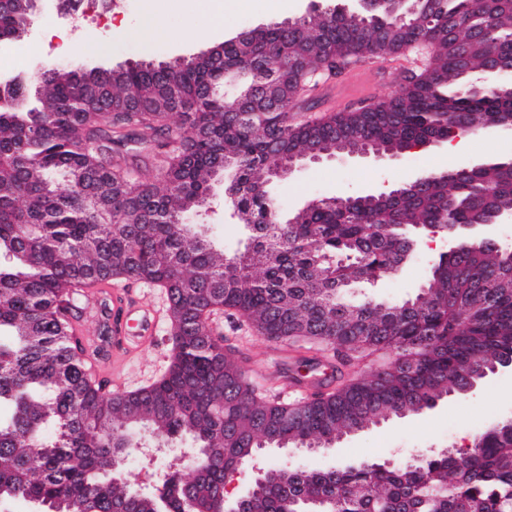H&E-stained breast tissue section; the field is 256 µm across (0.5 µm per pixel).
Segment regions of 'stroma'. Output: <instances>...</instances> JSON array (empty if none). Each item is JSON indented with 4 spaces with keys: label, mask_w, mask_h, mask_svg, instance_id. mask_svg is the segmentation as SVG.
<instances>
[{
    "label": "stroma",
    "mask_w": 512,
    "mask_h": 512,
    "mask_svg": "<svg viewBox=\"0 0 512 512\" xmlns=\"http://www.w3.org/2000/svg\"><path fill=\"white\" fill-rule=\"evenodd\" d=\"M155 7L165 34L133 38L148 7ZM214 0H85V20L72 25L62 19L58 0H41L37 18L29 32L5 48L10 60L0 66V75L30 73L62 63L117 66L128 62H169L216 45L212 33ZM323 0H225V38L257 26L288 19H300L322 9ZM78 35L89 48L86 54L61 51L62 31ZM427 52L374 56L351 61L332 76L320 75L303 98L297 122L333 115L363 102L381 100L399 88L400 77L426 64ZM512 159V134L482 131L468 135L467 147L447 158L444 146L423 147L390 159L338 158L293 171L287 178L269 183L267 190L282 212L296 211L310 200L324 197H357L385 192L408 179L436 173L448 167L469 165L476 159ZM203 221L207 236L223 247L226 255L244 249L249 233L224 204V189L216 187L209 198ZM442 233L419 237L413 257L386 279L354 285L348 298L358 302L374 300L398 304L413 297L426 281L432 263L451 247ZM133 296L139 304L154 309L160 319L155 341L147 348L133 349L121 356L100 350L99 324L110 299L96 296L81 323L89 334L91 349L87 364L103 374L121 376L136 390L157 380L170 363V323L166 295L152 286L136 283ZM209 328L225 345L238 348L249 382L266 397L284 400L290 384L326 392L344 382L367 377L378 367L374 357H357L342 362L331 351L303 342H270L257 336L246 322L224 313L212 315ZM512 418V370L488 377L479 388L463 398L448 397L422 414L393 419L378 427L350 435L336 447L309 451L303 448H265L254 465L268 468L277 464L320 469L363 461L401 463L443 448H457L495 422Z\"/></svg>",
    "instance_id": "obj_1"
}]
</instances>
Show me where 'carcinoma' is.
<instances>
[{
    "label": "carcinoma",
    "instance_id": "cac0c4a2",
    "mask_svg": "<svg viewBox=\"0 0 512 512\" xmlns=\"http://www.w3.org/2000/svg\"><path fill=\"white\" fill-rule=\"evenodd\" d=\"M31 0H0V39L21 36ZM488 29L480 38L476 30ZM430 53L399 91L323 121L299 124V90L351 57ZM262 58L277 109L249 98L247 64ZM512 70V0H433L404 19L378 8L359 19L327 7L284 27L255 28L224 56L127 63L96 71L62 64L25 78L0 108V503L53 512H208L224 508L230 476L271 439L329 448L354 429L418 415L465 396L512 358V249L461 233L488 213L512 214V159L469 171L450 167L421 190L311 203L279 220L280 207L253 177L336 145L352 134L366 153H398L434 138L481 131L512 109L487 83L491 65ZM249 78L241 93L215 92L224 75ZM275 139L280 148L272 149ZM128 142L158 149L145 181L122 162ZM227 182L239 223L253 229V263L237 267L206 239L211 187ZM456 242L416 296L391 305L352 304L344 292L395 272L416 239L405 227ZM139 281L168 300L172 355L150 385L112 396L87 372L72 336L83 299L99 282ZM223 310L269 341H305L336 356L379 354L369 377L297 405L274 402L212 335ZM148 434L208 455L162 487L112 480L115 457ZM278 478L247 497L243 512H286L319 497L340 512H512V423L501 421L464 450L442 449L386 466L335 470L277 466Z\"/></svg>",
    "mask_w": 512,
    "mask_h": 512
}]
</instances>
